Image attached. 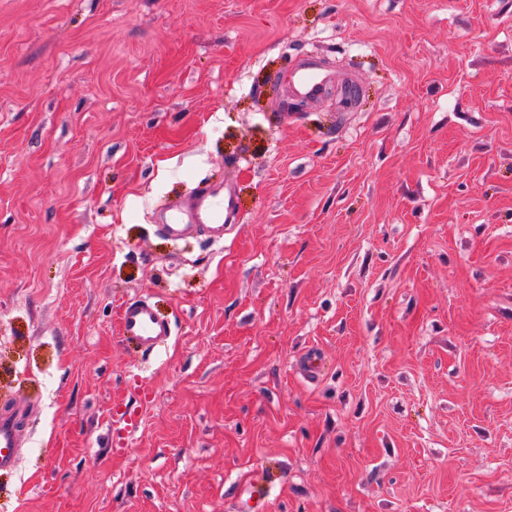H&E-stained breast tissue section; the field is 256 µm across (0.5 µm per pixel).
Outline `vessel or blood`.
<instances>
[{"instance_id": "1", "label": "vessel or blood", "mask_w": 512, "mask_h": 512, "mask_svg": "<svg viewBox=\"0 0 512 512\" xmlns=\"http://www.w3.org/2000/svg\"><path fill=\"white\" fill-rule=\"evenodd\" d=\"M332 81L321 61L311 55L302 58L288 71L293 92L304 99L322 100ZM239 211L232 185L203 183L188 196L168 205L158 226L167 237H198L217 244L223 242L224 231L237 223ZM120 332L136 341L143 349L161 346L171 335V327L155 315L143 299L125 303L120 310ZM19 437L11 414H0V470L17 464Z\"/></svg>"}]
</instances>
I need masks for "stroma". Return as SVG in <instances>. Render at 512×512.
Wrapping results in <instances>:
<instances>
[{
	"label": "stroma",
	"mask_w": 512,
	"mask_h": 512,
	"mask_svg": "<svg viewBox=\"0 0 512 512\" xmlns=\"http://www.w3.org/2000/svg\"><path fill=\"white\" fill-rule=\"evenodd\" d=\"M2 410L0 512H512V0H0ZM331 81V75L324 69L321 61L311 55L305 56L288 70L289 85L303 99L322 100ZM238 219L232 185L203 183L188 196L169 204L157 227L170 238L198 237L218 244L224 241V230ZM119 319L121 335L136 341L144 350L161 346L171 336L170 324L158 319L143 299L125 303ZM19 437L15 419L9 413L0 414V470L11 469L17 464ZM7 450V453H4Z\"/></svg>",
	"instance_id": "35a3bbf8"
}]
</instances>
